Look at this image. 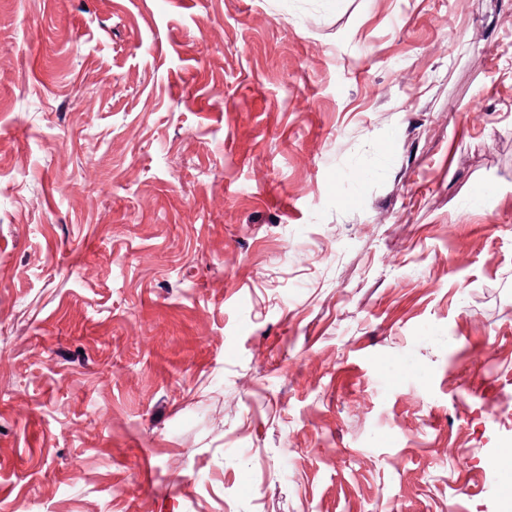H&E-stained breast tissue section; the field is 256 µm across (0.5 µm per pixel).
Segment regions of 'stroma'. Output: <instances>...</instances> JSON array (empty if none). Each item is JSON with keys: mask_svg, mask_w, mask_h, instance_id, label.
Masks as SVG:
<instances>
[{"mask_svg": "<svg viewBox=\"0 0 512 512\" xmlns=\"http://www.w3.org/2000/svg\"><path fill=\"white\" fill-rule=\"evenodd\" d=\"M512 0H0V512H501Z\"/></svg>", "mask_w": 512, "mask_h": 512, "instance_id": "obj_1", "label": "stroma"}]
</instances>
